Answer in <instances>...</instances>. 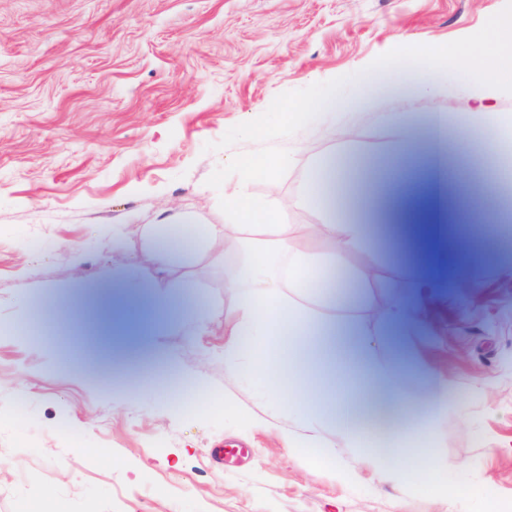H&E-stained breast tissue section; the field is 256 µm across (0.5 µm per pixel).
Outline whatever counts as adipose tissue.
I'll return each mask as SVG.
<instances>
[{"label":"adipose tissue","mask_w":512,"mask_h":512,"mask_svg":"<svg viewBox=\"0 0 512 512\" xmlns=\"http://www.w3.org/2000/svg\"><path fill=\"white\" fill-rule=\"evenodd\" d=\"M396 51L410 60V67L387 81L367 70L356 71L357 97L383 95L400 103L428 98L452 77L486 89H512V20L491 23L487 58L476 67L457 44L402 40ZM287 163L279 154L246 160L243 178L224 186L223 223L203 225L190 243L173 245L167 216L130 231L115 228L114 241L120 244L127 235H137L144 252L165 272L168 289L154 294L148 309L172 331L187 324L206 329L216 314L214 307L197 306L184 292L183 269L223 265L224 286L236 311L224 328V369L240 374L259 402L258 410L244 415L233 403H225V414L239 415L253 428L279 417L285 448L313 470L353 479V472L343 469L329 450L335 439L356 449L361 466L381 481L396 486L446 481L448 464L434 450L437 421L454 404L443 379L434 373L426 376L424 416L387 441L391 448L413 449L412 462L377 453L361 419L397 415L413 375L370 333L336 319L329 310L337 301V271L350 269L352 254L374 248L382 226L399 221L402 178L447 179L449 191L457 192L469 217L480 214L492 221L499 210L498 189L512 183V122L451 123L444 113L430 109L404 125L388 155L318 160L304 183L307 201L318 210H335L336 182L373 174L368 190L354 197V216L341 223L288 224L286 203L251 194L248 177L253 170L271 177ZM307 239L321 240L323 250L304 247ZM316 275L325 288L313 293L308 283Z\"/></svg>","instance_id":"1"}]
</instances>
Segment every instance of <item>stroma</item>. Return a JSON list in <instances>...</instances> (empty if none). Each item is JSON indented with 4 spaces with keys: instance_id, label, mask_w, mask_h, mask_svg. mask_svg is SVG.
<instances>
[{
    "instance_id": "1",
    "label": "stroma",
    "mask_w": 512,
    "mask_h": 512,
    "mask_svg": "<svg viewBox=\"0 0 512 512\" xmlns=\"http://www.w3.org/2000/svg\"><path fill=\"white\" fill-rule=\"evenodd\" d=\"M497 18H512V0H0V512L32 497L68 512H479L481 491L512 512V252L476 250L454 200L426 321L385 342L410 369L440 372L455 397L436 440L463 495L395 488L366 469L353 483L311 471L284 448L279 421L249 431L225 418L218 404L254 401L224 370L235 309L221 269L189 270L192 297L219 314L210 334L185 336L145 309L158 284L140 239L112 246L113 225L164 212L223 223V181L268 153L292 163L253 173L251 193L287 202V223H322L302 189L323 156L385 152L404 115L429 107L481 117L465 81L428 101L377 97L333 116L319 92L352 96L359 69L391 75L402 36L459 44L482 63ZM288 102L301 119L276 126ZM390 234L400 257L370 252L372 293L419 301L413 227ZM76 255L81 281L69 288ZM117 269L133 297L98 315L87 303ZM38 299L48 313L34 322ZM148 371L176 392L147 384ZM83 445L121 466L87 462Z\"/></svg>"
}]
</instances>
